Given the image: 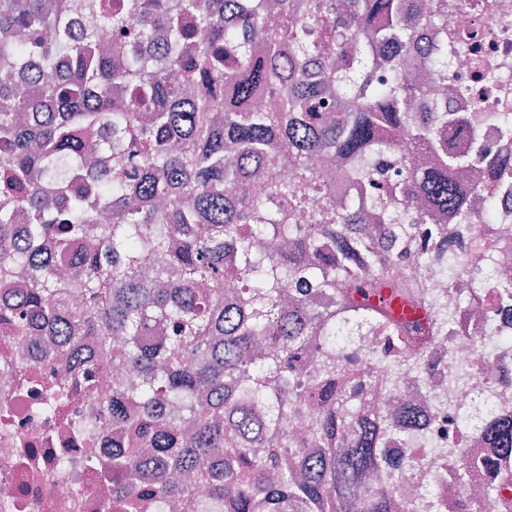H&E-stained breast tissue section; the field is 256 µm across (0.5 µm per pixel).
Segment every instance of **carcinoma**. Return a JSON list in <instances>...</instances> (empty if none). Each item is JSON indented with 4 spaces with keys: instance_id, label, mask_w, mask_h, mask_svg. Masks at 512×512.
Masks as SVG:
<instances>
[{
    "instance_id": "carcinoma-1",
    "label": "carcinoma",
    "mask_w": 512,
    "mask_h": 512,
    "mask_svg": "<svg viewBox=\"0 0 512 512\" xmlns=\"http://www.w3.org/2000/svg\"><path fill=\"white\" fill-rule=\"evenodd\" d=\"M421 0H90L91 20L72 30L67 0H0V69L35 68L31 96L0 84V276L31 270L16 305L32 324L60 330L86 351L78 370L44 391L42 407L90 389L102 362L134 368L137 390L112 391V455L87 460L112 478L122 512H165L201 502L176 476L192 473L208 488L211 510L346 512L367 472L384 466L379 436L366 431L345 448H316L301 475L281 467L288 357L325 342L344 324L390 323L406 337L413 367L427 361L419 318L402 322L383 299L400 296L385 270L392 255L371 245L370 225L398 251L406 233L440 216L466 224L481 184L461 186L455 170L469 162L512 176L482 154L448 151L450 113L409 72L417 62L406 12ZM448 0H431L426 18L441 31L424 53L448 81ZM165 40L144 49L153 27ZM109 30L115 56L100 49ZM389 77L370 71L377 58ZM426 101L424 117L400 137L405 103ZM110 154L112 169L88 163ZM371 159L352 173L367 205L336 206L313 163L318 153ZM284 159L293 171L277 180L263 170ZM400 166L409 206L382 196L386 171ZM324 206L289 252L260 258L254 240L286 235L288 209ZM108 204L119 224H99ZM309 281L322 298L288 306L287 280ZM168 339L148 345L150 327ZM280 348L268 360L258 344ZM324 429L336 433V388L327 387ZM499 461L485 464L490 512L509 509L512 421L491 420ZM168 471L157 487L142 471ZM360 512H389L386 484L358 499Z\"/></svg>"
}]
</instances>
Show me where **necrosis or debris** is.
Segmentation results:
<instances>
[{
  "mask_svg": "<svg viewBox=\"0 0 512 512\" xmlns=\"http://www.w3.org/2000/svg\"><path fill=\"white\" fill-rule=\"evenodd\" d=\"M449 111L471 118L468 132L449 130L448 147L458 154L488 156L512 149V0H448ZM493 186L492 213L475 200L470 221L450 225L451 241L417 238L387 275L401 287L422 284L419 309L405 317L430 316L437 334L424 369L405 362L406 339L385 325L345 330L340 347L322 349L292 364L302 378L286 422L288 459L303 462L322 434L326 392L308 377L322 363L336 366V385L350 393L340 412L344 441L358 426L380 427L394 458L386 473L392 512H469L488 494L483 478L460 475L452 457L495 458L496 442L486 422L512 417V183ZM461 257L470 275L455 281L449 271ZM54 379L74 370L64 339L36 327L0 324V512H112V483L90 469L85 450L109 453L111 442L81 435L78 424L102 421L112 391L139 385L135 371L111 368L95 377L91 395L71 396L53 415L38 412L33 383L46 363Z\"/></svg>",
  "mask_w": 512,
  "mask_h": 512,
  "instance_id": "obj_1",
  "label": "necrosis or debris"
}]
</instances>
